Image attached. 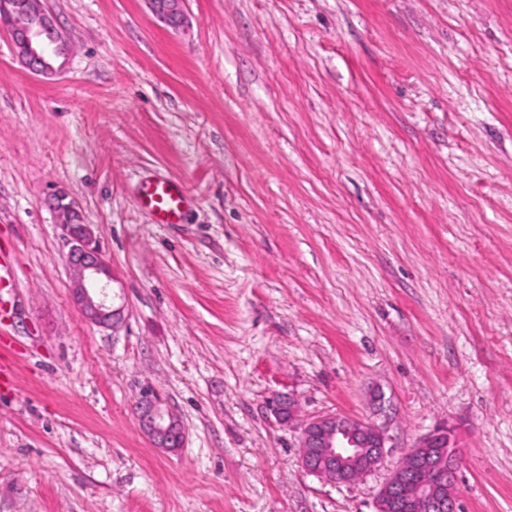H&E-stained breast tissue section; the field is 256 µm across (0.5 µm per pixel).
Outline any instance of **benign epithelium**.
Listing matches in <instances>:
<instances>
[{"label": "benign epithelium", "mask_w": 512, "mask_h": 512, "mask_svg": "<svg viewBox=\"0 0 512 512\" xmlns=\"http://www.w3.org/2000/svg\"><path fill=\"white\" fill-rule=\"evenodd\" d=\"M181 0H152L155 9L170 22L179 21ZM0 9L16 17L11 24L14 47L26 67L36 75L55 72L53 59L69 53L65 36L57 29L43 0H3ZM46 31L52 39L44 41ZM63 238L71 244L68 263L72 271V297L85 319L113 329L125 319V308L110 295L112 266L100 248L92 225L82 222L79 206L62 194L53 198ZM276 419L285 425L296 420L295 401L288 395L272 403ZM138 424L156 448L181 446L184 429L180 420L163 407L152 390L144 391L136 406ZM386 432L372 421L328 414L300 424L301 464L322 479L351 484L379 467L387 454ZM451 429L442 426L423 436L405 455L393 476L379 490L375 512H459L455 492L457 453L450 450Z\"/></svg>", "instance_id": "1"}]
</instances>
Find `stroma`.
<instances>
[{
  "label": "stroma",
  "mask_w": 512,
  "mask_h": 512,
  "mask_svg": "<svg viewBox=\"0 0 512 512\" xmlns=\"http://www.w3.org/2000/svg\"><path fill=\"white\" fill-rule=\"evenodd\" d=\"M45 5L53 76L0 25V512H374L439 426L463 512H512V0ZM153 178L179 223L139 207ZM59 192L117 329L72 302ZM146 387L180 448L142 433ZM280 394L385 425L383 464L305 472ZM184 187L171 180H149L143 185L138 205L146 210L157 224H176L184 212Z\"/></svg>",
  "instance_id": "35a3bbf8"
}]
</instances>
